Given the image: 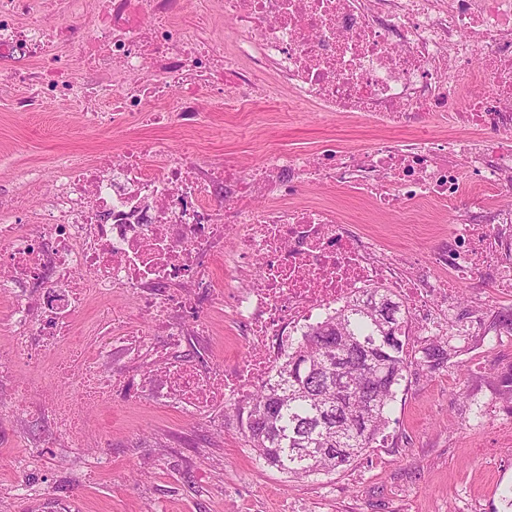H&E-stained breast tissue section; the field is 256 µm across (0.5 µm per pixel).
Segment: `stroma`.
<instances>
[{"label": "stroma", "mask_w": 512, "mask_h": 512, "mask_svg": "<svg viewBox=\"0 0 512 512\" xmlns=\"http://www.w3.org/2000/svg\"><path fill=\"white\" fill-rule=\"evenodd\" d=\"M25 88H0V201L28 198L23 223L39 221L52 190L55 158L68 153L89 163L116 162L129 131L87 130L66 101L37 112L11 109ZM142 136L194 142L196 160L232 158L241 169L273 147L316 150L333 139L362 150L377 135L365 119L328 115L310 106L291 115L276 99L240 112L223 105L187 125H137ZM42 174L27 193L28 174ZM296 199L330 203L358 229L377 233L394 255L430 259L448 236V218L424 204L402 215L374 214L346 187L302 184ZM438 322L454 316L469 331L447 334L450 358L435 371L411 367L391 404L390 423L374 448L328 476L294 480L264 465L247 448L235 421L215 409L204 420L141 400L113 411L96 404L82 449L59 447L40 414L0 422V512H512V291L488 277L479 287L461 281ZM213 334L209 362L232 366L250 350L247 337L220 306H204Z\"/></svg>", "instance_id": "1"}]
</instances>
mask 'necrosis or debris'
Instances as JSON below:
<instances>
[{
	"label": "necrosis or debris",
	"mask_w": 512,
	"mask_h": 512,
	"mask_svg": "<svg viewBox=\"0 0 512 512\" xmlns=\"http://www.w3.org/2000/svg\"><path fill=\"white\" fill-rule=\"evenodd\" d=\"M65 21L47 28L43 0H0V59L29 86L14 106L46 99L82 105L94 129L172 117L191 122L214 92L224 107L270 95L265 75L288 90L289 109L365 118L382 134L366 150L327 141L312 153L277 151L249 172L233 160L201 165L167 138L130 137L119 165L69 154L54 165V192L39 224L22 230L25 201L0 207V378L42 361L39 373L0 397V419L27 417L37 397L64 447L80 448L89 407L132 399L209 415L269 382L307 327L377 284L409 309L448 300L452 288L404 276L380 240L342 222L334 206H299L297 184L342 183L384 211L432 203L452 214L448 241L431 259L469 280L489 269L512 288V0H205L193 28L177 18L189 0H56ZM230 25L215 41L211 9ZM90 15L83 27L72 15ZM68 46L70 54L59 51ZM110 75L87 103L86 72ZM447 120L450 135L433 131ZM470 213L457 215L461 202ZM127 304L111 323L89 298ZM222 306L254 350L232 369L182 359L210 335L199 310ZM147 317L154 332L133 324Z\"/></svg>",
	"instance_id": "necrosis-or-debris-1"
}]
</instances>
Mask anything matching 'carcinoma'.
Here are the masks:
<instances>
[{"instance_id":"carcinoma-1","label":"carcinoma","mask_w":512,"mask_h":512,"mask_svg":"<svg viewBox=\"0 0 512 512\" xmlns=\"http://www.w3.org/2000/svg\"><path fill=\"white\" fill-rule=\"evenodd\" d=\"M409 310L390 288L375 286L308 327L277 365L273 382L245 402L227 403L246 446L292 478L329 475L374 447L414 365L448 362L436 336L410 351Z\"/></svg>"}]
</instances>
